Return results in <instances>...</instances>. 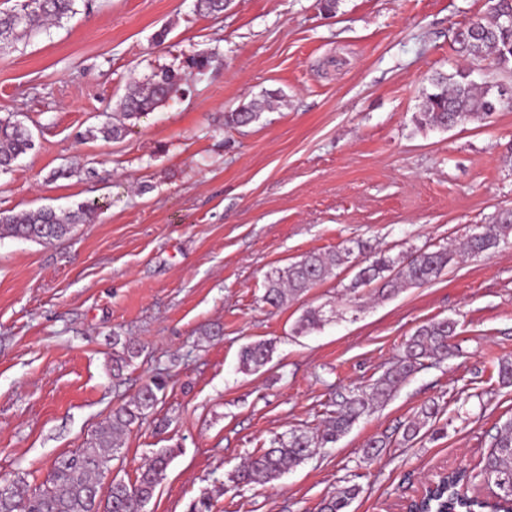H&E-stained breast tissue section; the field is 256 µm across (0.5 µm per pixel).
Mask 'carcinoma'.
Wrapping results in <instances>:
<instances>
[{"mask_svg":"<svg viewBox=\"0 0 512 512\" xmlns=\"http://www.w3.org/2000/svg\"><path fill=\"white\" fill-rule=\"evenodd\" d=\"M77 0H18L14 8L0 12V50L3 51L23 37L41 30L49 21L59 22L76 14ZM229 0H196V10L217 17L227 8ZM512 12V0H488L487 9L468 21L457 37L460 51L472 59L495 57L498 68L512 72V28L504 18ZM178 74L162 70L145 84L129 87L108 120L88 130L91 139L118 141L129 133L133 122L142 115L163 105L176 92ZM433 91L425 94L424 102L415 116L416 126L452 128L481 121L495 112L512 109V100L499 99L494 86H476L470 73L457 69L439 73L432 78ZM270 107L269 100L253 99L234 112L224 114V123L243 127L260 120ZM33 147L31 131L19 121L0 118V172L9 170L12 162ZM95 207L79 205L75 209L41 208L20 214L0 215V238L11 237L36 243H47L69 235L78 224L91 219ZM512 237V210L501 213L482 230L469 234L462 244L470 256H483L500 242ZM455 251L441 248L419 249L404 259L381 255L361 267L347 291L353 299L369 290L385 300L397 295L406 286H418L439 277L454 259ZM350 250L333 255L311 252L301 260L267 277L264 303L280 307L315 285L325 281L332 271L347 263ZM327 321L324 307H308L296 322L295 332L310 333ZM457 323L440 319L416 328L402 346L403 355L397 365L386 371L372 384L355 387L333 403L335 409L326 412L320 427L312 433H291L274 440L271 447L252 456L241 468L230 474L235 484L265 485L278 480L285 470L310 459L319 448L336 443L374 404L389 400L398 387L410 377L427 358H441L451 352V339L456 336ZM273 352V342L258 340L244 346L239 353V366L255 371L264 366ZM138 353L132 343L112 357L113 376H118ZM167 382L153 378L146 382L135 397L112 411L86 446L58 457L48 476L34 492L21 491L16 484L0 485V512H144L157 487L164 479L176 448L158 449L148 464L141 467L131 484L112 483L104 500L99 499L98 478L109 468L121 448L120 435L131 425L146 417L164 393ZM438 408L428 405L418 415L402 424V442L417 438L426 423L437 417ZM479 481L491 490L496 503L487 505L489 512L512 509V417L497 424L491 449L480 470L473 474L468 465L448 475L447 486L425 505L427 512H472L473 501L461 494L464 479ZM359 488L353 484L322 500L319 512H347Z\"/></svg>","mask_w":512,"mask_h":512,"instance_id":"carcinoma-1","label":"carcinoma"}]
</instances>
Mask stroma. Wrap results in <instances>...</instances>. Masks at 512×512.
I'll use <instances>...</instances> for the list:
<instances>
[{"mask_svg":"<svg viewBox=\"0 0 512 512\" xmlns=\"http://www.w3.org/2000/svg\"><path fill=\"white\" fill-rule=\"evenodd\" d=\"M195 0H85L79 13L0 53V117L18 115L34 146L0 174V212L97 204L90 221L39 244L0 239V481L38 487L61 455L151 378L168 386L130 427L100 480L133 482L161 448L177 457L147 512H317L347 485L349 512H399L437 467L478 466L512 417V239L456 258L436 280L383 302L347 300L369 257L461 242L512 209V112L452 129H417L431 78L467 64L512 87L494 59L464 62L455 36L486 0H232L219 17ZM216 55L211 68L189 58ZM181 73L177 92L125 139L91 140L127 87ZM273 96L246 127L225 113ZM350 250L348 264L282 307L267 276L304 255ZM336 313L305 336L303 308ZM458 322L453 356L425 360L394 397L336 444L271 484L229 475L257 448L314 432L339 391L393 367L423 323ZM275 342L242 372L247 343ZM140 354L112 376L118 344ZM435 401L410 445L373 461L371 437Z\"/></svg>","mask_w":512,"mask_h":512,"instance_id":"stroma-1","label":"stroma"}]
</instances>
